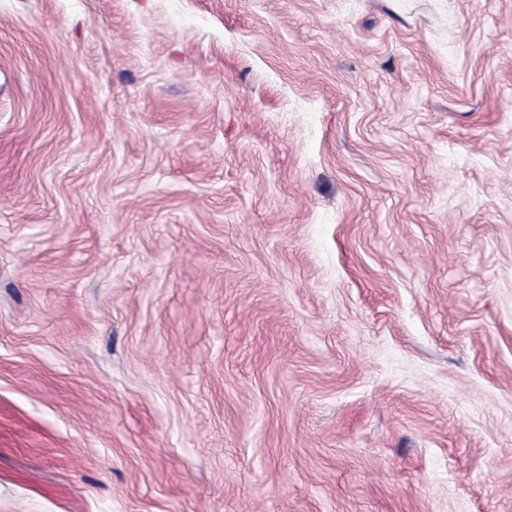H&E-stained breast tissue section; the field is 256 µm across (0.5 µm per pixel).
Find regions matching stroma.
Masks as SVG:
<instances>
[{"mask_svg": "<svg viewBox=\"0 0 512 512\" xmlns=\"http://www.w3.org/2000/svg\"><path fill=\"white\" fill-rule=\"evenodd\" d=\"M0 512H512V0H0Z\"/></svg>", "mask_w": 512, "mask_h": 512, "instance_id": "1", "label": "stroma"}]
</instances>
